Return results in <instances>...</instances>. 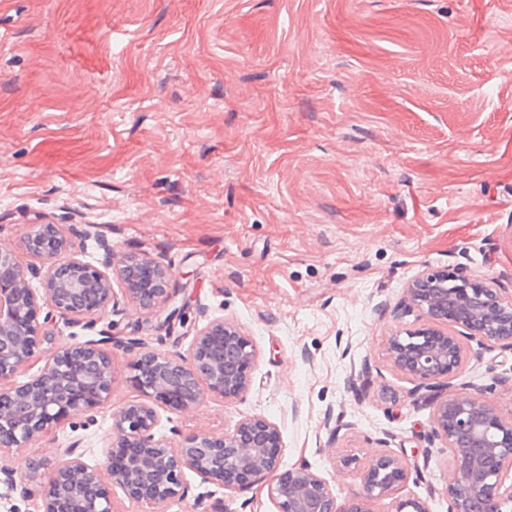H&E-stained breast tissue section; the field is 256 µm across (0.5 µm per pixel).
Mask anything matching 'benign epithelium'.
<instances>
[{"instance_id":"7a95c632","label":"benign epithelium","mask_w":512,"mask_h":512,"mask_svg":"<svg viewBox=\"0 0 512 512\" xmlns=\"http://www.w3.org/2000/svg\"><path fill=\"white\" fill-rule=\"evenodd\" d=\"M43 270H24L15 254L0 250V484L31 497L44 462L31 458L27 471L5 464L62 421L112 397L115 358L112 336L74 340L56 348L37 373L28 371L53 311L88 329L112 311L117 270L125 299L171 325L179 313L174 273L160 261L128 255L115 265L112 245L97 239V263L75 250L62 226L38 224L22 238ZM40 281L35 288L32 280ZM421 324L387 341L391 365L415 383L413 393L449 384L465 361L469 342L512 352V291L493 281L429 273L412 281L398 306ZM257 350L235 323L214 318L198 329L185 354L142 348L133 365L132 386L143 399L112 410L105 460L90 465L83 441L68 442L40 486L35 512H114L118 487L140 512H166L185 495V471L220 488L274 474L269 497L276 512H369L366 502L392 495L407 477L399 457L382 453L363 468L364 496L340 504L327 480L307 463L279 470L282 438L260 415L239 421L222 436L193 434L175 444L156 436L158 408L188 413L209 397L241 398L252 385ZM433 440L448 449V512H512V417L504 418L479 392L448 389L436 404Z\"/></svg>"}]
</instances>
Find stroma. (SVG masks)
Masks as SVG:
<instances>
[{
  "instance_id": "stroma-1",
  "label": "stroma",
  "mask_w": 512,
  "mask_h": 512,
  "mask_svg": "<svg viewBox=\"0 0 512 512\" xmlns=\"http://www.w3.org/2000/svg\"><path fill=\"white\" fill-rule=\"evenodd\" d=\"M35 224L73 229L91 262L90 225L116 255L171 265L180 313L164 330L118 301L98 323L119 343L111 408L31 456L55 465L80 437L103 463L112 408L140 397L139 343L183 352L222 317L257 348L249 391L160 409L157 434L220 436L262 415L282 467L310 464L339 501L387 452L408 476L370 512L407 498L447 512L432 400L385 347L417 324L395 308L419 274L512 289V0H0V249L26 268ZM450 383L512 413L510 352L468 343ZM184 482L168 512L200 496L208 512H276L266 477Z\"/></svg>"
}]
</instances>
